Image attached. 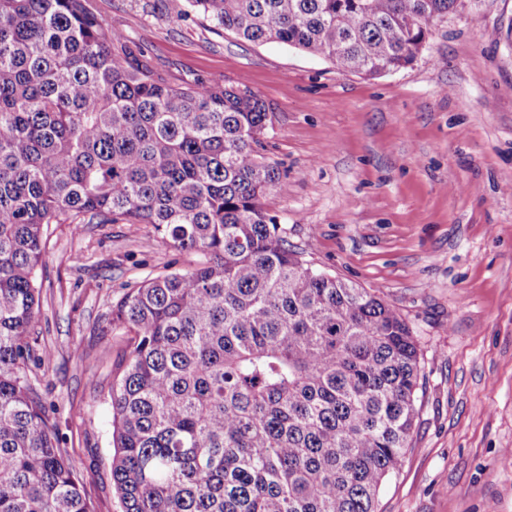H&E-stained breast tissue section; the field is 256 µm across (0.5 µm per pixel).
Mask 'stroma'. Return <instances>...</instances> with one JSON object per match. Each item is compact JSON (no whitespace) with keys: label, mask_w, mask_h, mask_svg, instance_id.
Returning a JSON list of instances; mask_svg holds the SVG:
<instances>
[{"label":"stroma","mask_w":512,"mask_h":512,"mask_svg":"<svg viewBox=\"0 0 512 512\" xmlns=\"http://www.w3.org/2000/svg\"><path fill=\"white\" fill-rule=\"evenodd\" d=\"M155 77L260 95L274 116L264 202L313 268L380 293L417 340L422 408L381 512H512V0H457L405 69L368 79L251 43L188 0H87ZM149 224L48 228L28 374L95 512L112 491V384L132 334L112 308L195 267Z\"/></svg>","instance_id":"obj_1"}]
</instances>
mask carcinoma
I'll use <instances>...</instances> for the list:
<instances>
[{"label":"carcinoma","mask_w":512,"mask_h":512,"mask_svg":"<svg viewBox=\"0 0 512 512\" xmlns=\"http://www.w3.org/2000/svg\"><path fill=\"white\" fill-rule=\"evenodd\" d=\"M188 2L374 79L457 0ZM271 121L248 89L154 78L84 0H0V512H95L27 377L48 226L87 217L205 257L112 309L135 336L111 393L121 512H377L419 416L417 341L265 211Z\"/></svg>","instance_id":"1"}]
</instances>
